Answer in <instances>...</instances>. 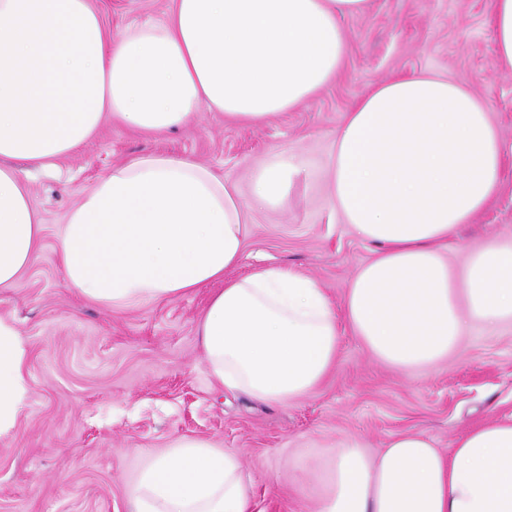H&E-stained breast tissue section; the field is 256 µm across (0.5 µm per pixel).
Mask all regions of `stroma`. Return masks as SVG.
<instances>
[{"instance_id": "obj_1", "label": "stroma", "mask_w": 512, "mask_h": 512, "mask_svg": "<svg viewBox=\"0 0 512 512\" xmlns=\"http://www.w3.org/2000/svg\"><path fill=\"white\" fill-rule=\"evenodd\" d=\"M106 27L162 22L171 0H91ZM491 0H368L345 20L347 54L336 78L309 101L259 125L202 111L174 132L144 134L105 120L98 134L55 167L33 172L31 202L43 248L17 283L0 291L28 349L29 397L12 436L0 439V512H127L148 457L179 438L233 450L255 512H309L295 482L355 435L376 452L402 432L422 431L440 450L477 424L512 412V329L467 336L448 359L400 372L342 336L336 368L309 396L267 404L216 385L197 336L213 292L113 309L68 287L56 252L68 212L101 176L132 157L165 153L207 166L248 194L259 168L295 154L301 173L287 204L252 212L242 278L280 266L315 280L341 305L355 270L373 256L335 216L333 142L346 112L373 86L432 71L463 81L479 98L508 152L501 190L448 243L461 264L492 238L512 237V71L494 63Z\"/></svg>"}]
</instances>
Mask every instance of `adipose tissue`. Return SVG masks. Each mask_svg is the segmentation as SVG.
I'll return each mask as SVG.
<instances>
[{
    "instance_id": "1",
    "label": "adipose tissue",
    "mask_w": 512,
    "mask_h": 512,
    "mask_svg": "<svg viewBox=\"0 0 512 512\" xmlns=\"http://www.w3.org/2000/svg\"><path fill=\"white\" fill-rule=\"evenodd\" d=\"M368 0H172L167 18L114 35L89 0H0V289L42 247L23 166L51 167L104 114L151 134L200 106L258 124L311 99L339 72L341 27ZM495 63L512 69V0H493ZM505 144L461 82L432 74L369 90L336 134L334 206L374 257L354 273L342 313L317 283L276 266L240 279L249 211L283 203L301 169L280 154L249 198L207 167L136 156L100 178L67 215L57 254L67 284L123 308L216 290L198 322L215 383L282 404L335 368L342 329L407 372L436 366L469 330L512 324V239L451 266L448 238L499 192ZM26 341L0 317V438L25 407ZM313 512H512V413L449 452L419 432L379 454L347 437L310 486ZM128 512H255L237 454L180 438L152 457Z\"/></svg>"
}]
</instances>
